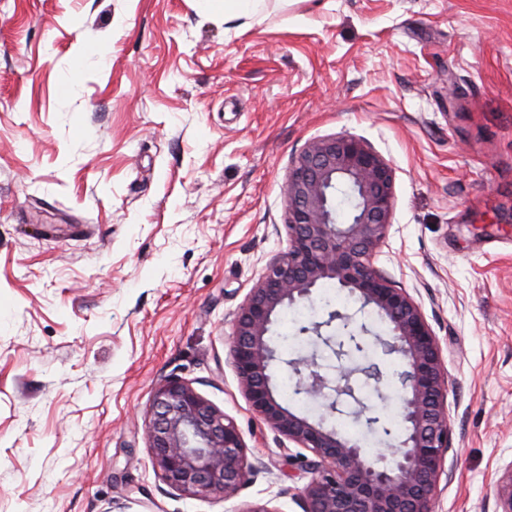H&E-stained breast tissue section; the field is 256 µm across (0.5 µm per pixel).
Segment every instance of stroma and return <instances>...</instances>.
Segmentation results:
<instances>
[{
    "label": "stroma",
    "mask_w": 512,
    "mask_h": 512,
    "mask_svg": "<svg viewBox=\"0 0 512 512\" xmlns=\"http://www.w3.org/2000/svg\"><path fill=\"white\" fill-rule=\"evenodd\" d=\"M107 70L63 93L88 45ZM347 132L394 170L373 263L442 350L452 447L435 512H497L512 470V0H0V512H301L312 453L228 359L286 252L291 158ZM392 424L403 363L372 346ZM171 376L266 470L231 499L164 483L145 411Z\"/></svg>",
    "instance_id": "1"
}]
</instances>
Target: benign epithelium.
<instances>
[{"mask_svg": "<svg viewBox=\"0 0 512 512\" xmlns=\"http://www.w3.org/2000/svg\"><path fill=\"white\" fill-rule=\"evenodd\" d=\"M351 196L340 219L336 193ZM288 251L270 259L237 312L229 357L246 400L262 420L315 456L313 477L304 488L302 512H434L433 505L452 431L444 397L448 379L441 349L421 307L372 264L387 236L395 206L394 171L365 141L340 133L311 139L288 168ZM332 282L372 308L388 325L375 337L386 354L403 360L398 374L404 435L390 455L370 458L353 437L311 420L278 400L269 371L275 350L268 336L284 308L312 299L316 288ZM339 323L358 339L368 334L355 315L332 311L300 328L320 343L323 329ZM300 393L328 401L330 411L350 398L354 415L367 428L379 427L373 408L356 394L353 377L378 385L375 364L343 366L335 377L320 371L315 357L288 361ZM146 437L154 469L169 486L188 495L230 497L263 467L249 459L248 446L232 419L204 398L193 382L170 377L155 390ZM501 512H512V472L499 478Z\"/></svg>", "mask_w": 512, "mask_h": 512, "instance_id": "7a95c632", "label": "benign epithelium"}]
</instances>
